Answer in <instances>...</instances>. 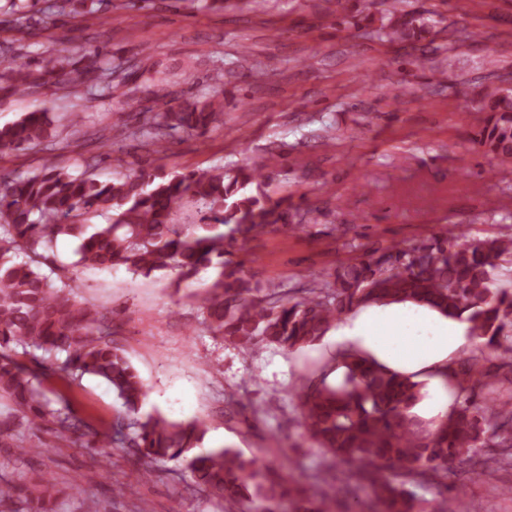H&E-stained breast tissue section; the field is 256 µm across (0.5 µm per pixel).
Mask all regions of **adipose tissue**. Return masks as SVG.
Segmentation results:
<instances>
[{"instance_id": "1", "label": "adipose tissue", "mask_w": 512, "mask_h": 512, "mask_svg": "<svg viewBox=\"0 0 512 512\" xmlns=\"http://www.w3.org/2000/svg\"><path fill=\"white\" fill-rule=\"evenodd\" d=\"M335 336L337 341L353 343L380 363L424 383L427 395L418 409L426 417L447 412L448 395L433 376L466 342V323L426 306L392 303L359 311L336 328Z\"/></svg>"}]
</instances>
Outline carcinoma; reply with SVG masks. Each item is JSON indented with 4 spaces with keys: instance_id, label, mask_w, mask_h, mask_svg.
I'll use <instances>...</instances> for the list:
<instances>
[{
    "instance_id": "1",
    "label": "carcinoma",
    "mask_w": 512,
    "mask_h": 512,
    "mask_svg": "<svg viewBox=\"0 0 512 512\" xmlns=\"http://www.w3.org/2000/svg\"><path fill=\"white\" fill-rule=\"evenodd\" d=\"M104 0H60L57 14L94 25ZM393 0L392 21L377 30L387 42L416 50L433 24ZM19 30L37 35L38 22L23 0H6ZM77 51L63 48L40 64L4 55L0 90L24 94L54 82L76 64ZM509 75L476 93L473 111L486 113L474 140L503 167L512 166V86ZM215 94L188 102L178 112L149 108L156 121L151 141L166 151V130L204 134L217 121L222 72L212 76ZM88 89L112 88V67L85 71ZM59 136L48 113L34 110L0 127V150H25ZM272 159L226 171L222 168L159 175L140 171L102 180L89 163L78 175L51 162L24 177H0V400L12 412L0 419V447L14 453L0 469L22 463L45 449L23 440L25 431L48 421L61 438L83 440L107 459L112 434L140 460L182 461L195 486L243 512H277L283 501L295 512H331L336 487L319 503L304 496L300 481L257 457L231 448H205L209 425L203 419L171 421L143 413L147 388L114 339L112 317L76 298L84 270L122 267L133 274L176 271L171 286L187 290L197 303L201 325L211 335L241 348L256 344L295 351L312 345L361 307L412 302L469 324V335L489 349L439 369L456 393L450 411L425 418L414 408L424 385L356 350L336 353L332 365L296 391L308 437L330 459L353 466L364 480L368 512H420L395 477L430 481L460 465V474L483 473L481 448L512 449V238H469L442 228L407 247L392 245L338 265L301 296L285 298L276 289L240 276L227 255L236 236L256 237L277 224L288 225L291 196L267 194ZM229 232H224V227ZM60 238L77 243L71 269L57 264ZM209 272L206 279L201 274ZM62 352L55 374L62 380L91 375L104 380L123 400L125 416L96 428L73 414L70 400L41 386L42 363L30 349ZM340 372L329 381L333 372ZM61 408L52 407V403ZM57 483L40 475L29 483L0 478V508L7 512H57Z\"/></svg>"
}]
</instances>
